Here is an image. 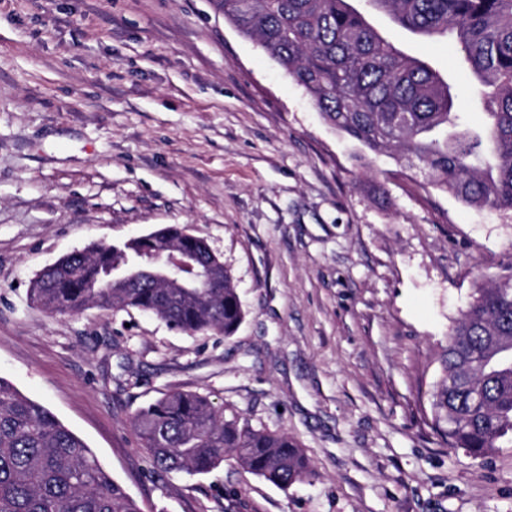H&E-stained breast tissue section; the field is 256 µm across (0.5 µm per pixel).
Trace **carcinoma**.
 Returning a JSON list of instances; mask_svg holds the SVG:
<instances>
[{
	"instance_id": "carcinoma-1",
	"label": "carcinoma",
	"mask_w": 512,
	"mask_h": 512,
	"mask_svg": "<svg viewBox=\"0 0 512 512\" xmlns=\"http://www.w3.org/2000/svg\"><path fill=\"white\" fill-rule=\"evenodd\" d=\"M224 19L253 38L313 98L323 118L373 154L424 173L462 202L512 211V0H366L408 32L453 34L455 53L481 86L490 122L463 127L454 86L402 53L348 0H218ZM183 228L155 233V251L183 241ZM141 240L76 252L42 271L30 300L70 315L90 306L136 308L186 333L228 338L244 310L224 265L207 245H186L200 279L161 288L160 264L143 267ZM512 274L478 288L448 335L436 420L452 448L474 459L512 444ZM157 469L207 474L228 458L284 489L310 473L288 436L253 427L209 397L172 391L132 418ZM0 512H141L94 452L42 404L0 377Z\"/></svg>"
}]
</instances>
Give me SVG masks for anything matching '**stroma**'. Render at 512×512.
Returning <instances> with one entry per match:
<instances>
[{"instance_id":"stroma-1","label":"stroma","mask_w":512,"mask_h":512,"mask_svg":"<svg viewBox=\"0 0 512 512\" xmlns=\"http://www.w3.org/2000/svg\"><path fill=\"white\" fill-rule=\"evenodd\" d=\"M349 2L479 121L449 41ZM169 225L230 271L233 336L31 302L60 257ZM510 274L512 212L337 131L215 0H0V377L143 512H512V446L449 447L433 408L453 322ZM175 390L288 435L310 474L283 490L232 462L153 469L131 420Z\"/></svg>"}]
</instances>
